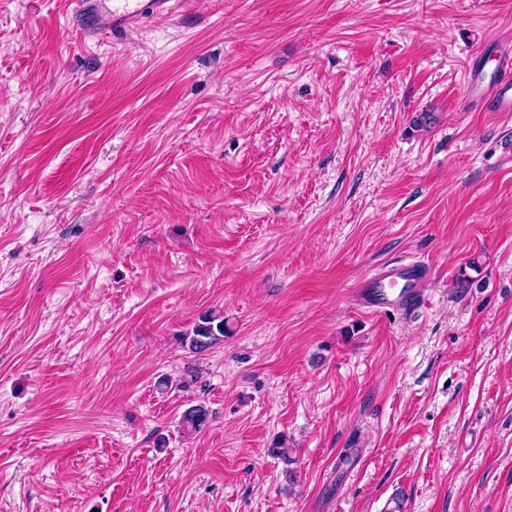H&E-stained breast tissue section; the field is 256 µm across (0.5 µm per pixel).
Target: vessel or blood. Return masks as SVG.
<instances>
[{
  "label": "vessel or blood",
  "instance_id": "obj_1",
  "mask_svg": "<svg viewBox=\"0 0 512 512\" xmlns=\"http://www.w3.org/2000/svg\"><path fill=\"white\" fill-rule=\"evenodd\" d=\"M171 0H75L69 24L92 37L119 38L138 28L152 16L170 12ZM480 53H473L467 67L471 97L496 112H512V82L488 81L480 65ZM431 273L428 262L400 260L381 265L355 290L359 307L369 313L412 312L425 302L421 284Z\"/></svg>",
  "mask_w": 512,
  "mask_h": 512
}]
</instances>
